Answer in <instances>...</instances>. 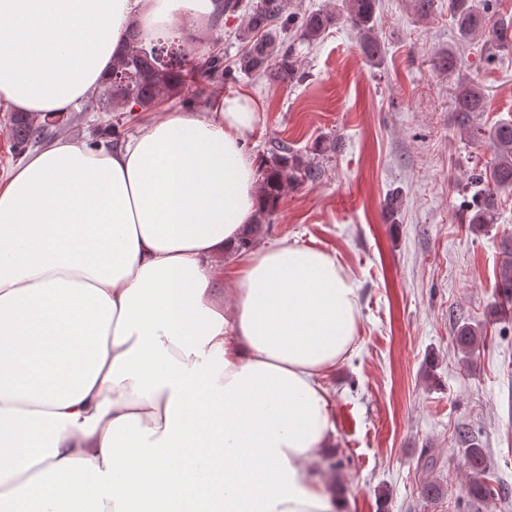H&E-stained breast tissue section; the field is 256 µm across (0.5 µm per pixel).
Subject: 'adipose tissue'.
Returning <instances> with one entry per match:
<instances>
[{
  "label": "adipose tissue",
  "mask_w": 512,
  "mask_h": 512,
  "mask_svg": "<svg viewBox=\"0 0 512 512\" xmlns=\"http://www.w3.org/2000/svg\"><path fill=\"white\" fill-rule=\"evenodd\" d=\"M222 0H0V103L63 115ZM240 89L123 145L58 139L0 183V512H345L320 382L357 289L311 247L237 244L259 203Z\"/></svg>",
  "instance_id": "ef3b65f1"
}]
</instances>
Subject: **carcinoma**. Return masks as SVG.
Masks as SVG:
<instances>
[{"label": "carcinoma", "mask_w": 512, "mask_h": 512, "mask_svg": "<svg viewBox=\"0 0 512 512\" xmlns=\"http://www.w3.org/2000/svg\"><path fill=\"white\" fill-rule=\"evenodd\" d=\"M489 0H448V10L460 35L468 39L475 35L486 38L488 48L506 49L512 46V20H494L488 13ZM379 0H347L346 19L359 32L362 54L378 65L382 61L380 41L375 33V18ZM340 20L328 9L298 14L290 10L288 0H257L250 4L239 37L245 43L239 57V69L248 75H268L283 83L299 81L303 77L296 44H314ZM292 33L286 43L270 32L272 26ZM128 47L112 61L110 77L95 90L94 98L102 112H132L152 108L163 99L182 96L188 88V78L196 73L208 83H219L232 78L224 67V56L197 55L193 39L176 32L146 42L136 27L126 32ZM485 110L484 96L475 87L460 86L454 101V111L468 116ZM62 116L43 118L30 113L16 112L11 116V136L16 155L40 143L50 127L63 122ZM493 162L490 171L477 170L470 176V184L477 188L472 201L471 223L482 229L497 220L498 192L512 187V121L498 123L490 136ZM270 156L258 167L261 176L264 203L257 224L240 243L246 249L262 232V225L276 215L287 184L295 181L315 182L320 169L306 162L286 141L271 145ZM506 259L501 264L496 291L504 299L497 313L512 316V239L501 242ZM455 345L464 357L476 354L481 333L470 324L457 327L453 336ZM466 465L470 481L466 495L473 503H480L494 495L484 475L488 460L484 449L476 443L466 449Z\"/></svg>", "instance_id": "cac0c4a2"}]
</instances>
